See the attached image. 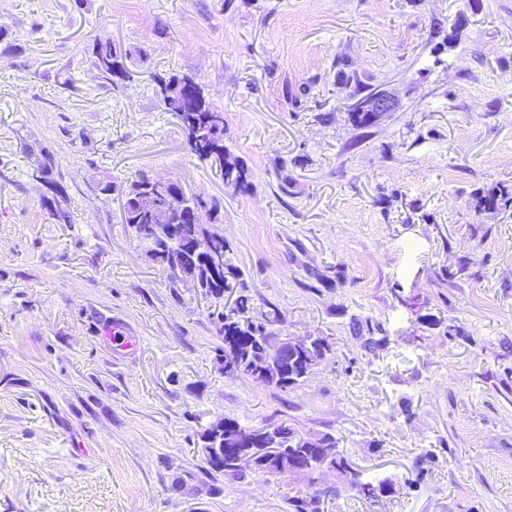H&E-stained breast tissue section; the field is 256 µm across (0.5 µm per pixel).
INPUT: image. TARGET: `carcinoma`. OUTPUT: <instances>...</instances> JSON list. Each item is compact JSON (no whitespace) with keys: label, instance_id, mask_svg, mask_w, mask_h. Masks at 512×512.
I'll return each instance as SVG.
<instances>
[{"label":"carcinoma","instance_id":"obj_1","mask_svg":"<svg viewBox=\"0 0 512 512\" xmlns=\"http://www.w3.org/2000/svg\"><path fill=\"white\" fill-rule=\"evenodd\" d=\"M92 65L104 86L114 87L133 75L128 57L117 54L112 43H95L92 48ZM156 94L163 109L174 114L185 135L187 147L197 160L219 173L224 185L237 191H246L250 187L247 169L224 149V125L209 126L208 120L214 116L224 117V113L215 109L206 99L201 87L187 76L171 75L157 77ZM151 178L140 173L126 189L123 207V221L128 224L139 243H148L154 239L155 225L161 223L162 212L154 209H141L128 197L131 189L137 185L148 186ZM159 203L168 207L172 215L185 203H193L206 210L207 202L203 197L185 186H180L179 195L169 197L158 190ZM475 207L481 212L498 213L512 209V189L500 185L481 189L475 194ZM175 242L167 245L156 243L150 258L158 260L177 273H186L197 282V290L207 298L217 301L229 292L234 295L233 303L224 308L221 319L224 320V372L245 375L254 381L275 386L281 390L292 389L307 380V363H321L330 347H322L323 338L313 341V348L297 356L288 355V363L283 370L273 369L266 361L267 346L278 336L276 326L282 322L275 308L259 310L249 290L243 286L241 274L226 263L221 270L208 269L209 253L207 246L198 251L184 247V240L191 235H205L215 249L224 251V237L211 232L201 224H179ZM224 434L216 432L213 424L201 434L203 448L224 449V460L214 467L224 472V476L236 481L249 471H265L273 475L288 474V467L297 464L301 471L297 475L313 487V491H300L286 498L288 512H329L339 497L337 488H318L316 482L323 470H332L343 485L355 491L365 499L393 497L398 493L395 484L383 480L376 484L364 480L365 470L352 462L344 449L339 447V438L325 433L320 435L324 443L322 448H308L301 444L303 435L282 422L271 424L270 436L265 444L267 448H277L275 455L263 451L247 453L225 443L226 435L235 434L241 442L251 437V431L242 428L233 420L222 421Z\"/></svg>","mask_w":512,"mask_h":512}]
</instances>
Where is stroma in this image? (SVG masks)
<instances>
[{"mask_svg":"<svg viewBox=\"0 0 512 512\" xmlns=\"http://www.w3.org/2000/svg\"><path fill=\"white\" fill-rule=\"evenodd\" d=\"M107 41L141 62L115 89ZM0 43V512H287L302 479L209 462L224 419L335 434L402 485L341 512H512V213L473 203L512 186V0H0ZM174 73L251 191L188 151L155 92ZM352 73L399 109L353 126ZM142 172L217 203L257 307L326 339L303 384L225 374L222 303L122 220ZM92 56V65L98 73V78L106 87L114 88L133 75L134 71L127 63L128 56L118 55L113 50L111 42L95 43L92 48Z\"/></svg>","mask_w":512,"mask_h":512,"instance_id":"1","label":"stroma"}]
</instances>
